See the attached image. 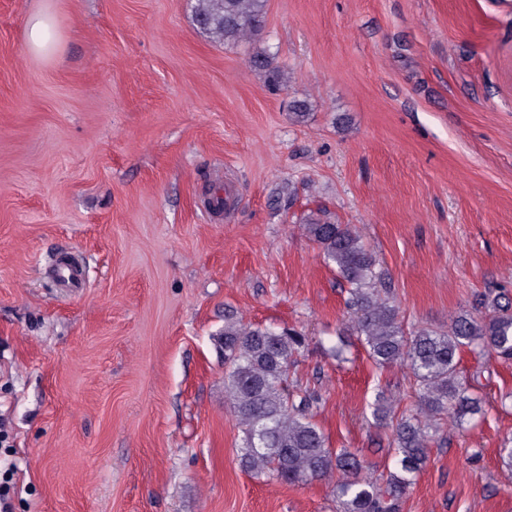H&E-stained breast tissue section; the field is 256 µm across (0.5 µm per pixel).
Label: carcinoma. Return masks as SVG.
<instances>
[{
	"label": "carcinoma",
	"mask_w": 512,
	"mask_h": 512,
	"mask_svg": "<svg viewBox=\"0 0 512 512\" xmlns=\"http://www.w3.org/2000/svg\"><path fill=\"white\" fill-rule=\"evenodd\" d=\"M266 0H198V25L226 43H240L262 29ZM303 229L347 284L345 304L352 329L378 366L405 363L416 380L419 408L394 420L384 394L375 399L374 417L392 427L389 456L393 471L385 487L368 472L362 457L331 448L314 422L315 392L288 385L289 368L306 338L293 328L249 326L228 317L218 344L224 351V386L241 428V467L255 476L290 485L338 473L333 489L336 512H397V504L429 458V443L443 415L464 423L481 412L458 368L460 353L480 347L512 359V298L484 295L483 316L461 314L446 332L404 327L384 291L385 273L350 227L311 218Z\"/></svg>",
	"instance_id": "1"
}]
</instances>
